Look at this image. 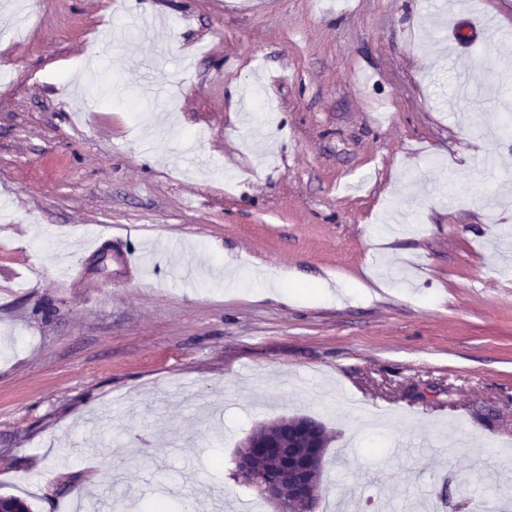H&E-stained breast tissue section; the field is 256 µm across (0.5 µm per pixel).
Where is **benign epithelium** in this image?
Here are the masks:
<instances>
[{
  "mask_svg": "<svg viewBox=\"0 0 512 512\" xmlns=\"http://www.w3.org/2000/svg\"><path fill=\"white\" fill-rule=\"evenodd\" d=\"M292 423L298 434L307 436V444H298L268 437L257 430L241 444L237 457L240 472L252 470L259 461H267V479L261 491L269 499L281 504L288 496L312 504L318 495L323 467V444L316 435L315 421L297 416L282 418L278 424Z\"/></svg>",
  "mask_w": 512,
  "mask_h": 512,
  "instance_id": "7a95c632",
  "label": "benign epithelium"
}]
</instances>
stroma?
I'll list each match as a JSON object with an SVG mask.
<instances>
[{"mask_svg": "<svg viewBox=\"0 0 512 512\" xmlns=\"http://www.w3.org/2000/svg\"><path fill=\"white\" fill-rule=\"evenodd\" d=\"M444 3L0 0V495L280 512L237 449L305 415L311 512L512 504V150L472 133L512 80L456 83L512 64V0Z\"/></svg>", "mask_w": 512, "mask_h": 512, "instance_id": "1", "label": "stroma"}]
</instances>
